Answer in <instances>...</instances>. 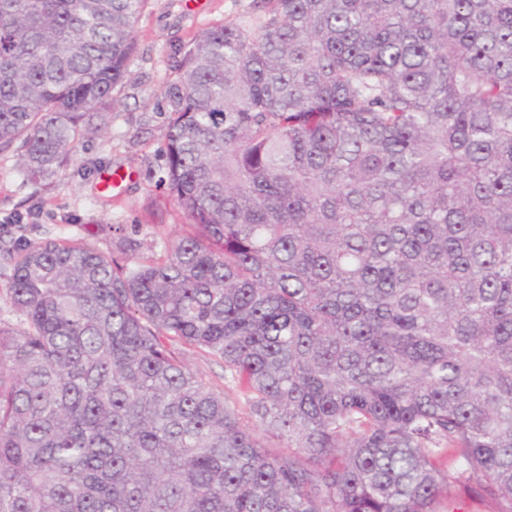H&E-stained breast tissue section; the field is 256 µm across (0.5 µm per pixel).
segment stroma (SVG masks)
Here are the masks:
<instances>
[{"instance_id":"stroma-1","label":"stroma","mask_w":512,"mask_h":512,"mask_svg":"<svg viewBox=\"0 0 512 512\" xmlns=\"http://www.w3.org/2000/svg\"><path fill=\"white\" fill-rule=\"evenodd\" d=\"M253 0H148L135 26L136 51L127 77L113 92L104 127L83 138L58 176L47 185L27 182L18 171L13 150L0 151V224L15 214L37 212L39 228L60 237H80L102 250H114L111 225H123L138 252L159 251L187 227L164 184L165 118L158 103L178 73L185 47L212 26H255ZM127 173L122 187L103 192V172ZM163 225V237L154 234Z\"/></svg>"}]
</instances>
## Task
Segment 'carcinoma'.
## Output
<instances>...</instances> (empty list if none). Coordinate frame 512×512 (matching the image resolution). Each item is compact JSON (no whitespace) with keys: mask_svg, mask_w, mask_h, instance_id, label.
Listing matches in <instances>:
<instances>
[{"mask_svg":"<svg viewBox=\"0 0 512 512\" xmlns=\"http://www.w3.org/2000/svg\"><path fill=\"white\" fill-rule=\"evenodd\" d=\"M147 2L0 0L28 181ZM259 2L163 92L185 236L0 239V512H512V0ZM184 357L190 368L206 382L209 390L224 392V364L216 357L199 349H183Z\"/></svg>","mask_w":512,"mask_h":512,"instance_id":"1","label":"carcinoma"}]
</instances>
